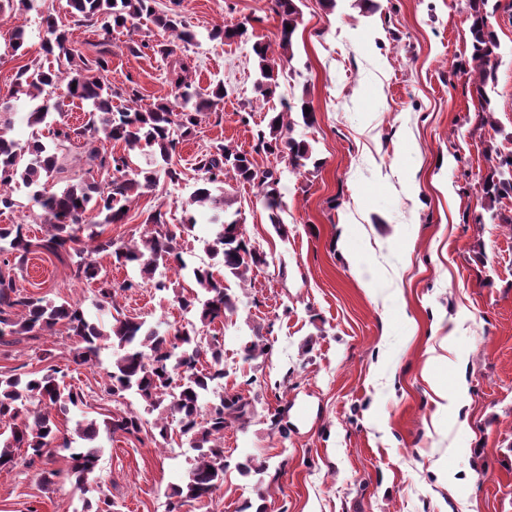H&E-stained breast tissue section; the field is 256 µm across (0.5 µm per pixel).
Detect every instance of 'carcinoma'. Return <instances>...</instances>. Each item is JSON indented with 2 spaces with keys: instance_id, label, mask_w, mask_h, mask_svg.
<instances>
[{
  "instance_id": "1",
  "label": "carcinoma",
  "mask_w": 512,
  "mask_h": 512,
  "mask_svg": "<svg viewBox=\"0 0 512 512\" xmlns=\"http://www.w3.org/2000/svg\"><path fill=\"white\" fill-rule=\"evenodd\" d=\"M154 0H66L70 14L82 21L101 25L110 34L116 28H124L132 20L147 16L153 23L175 39L189 43L193 33L181 15L175 11L156 12ZM488 0H468L471 20L470 55L459 62L457 68L473 80L476 94L481 100L482 121L487 123L491 115L490 99L486 88L495 79L494 57L498 48L496 33L489 26ZM276 14L280 18L278 46L290 50L294 31L300 15L296 0H275ZM47 34V51L65 57L68 63L79 59L81 65L71 71L59 68H39L33 72L20 70L16 89L12 95H25L32 100L42 99L28 112V123L39 126L47 123L51 111L57 106L41 98L48 88L66 83L70 97L86 103L87 123L72 127L65 122L56 124L53 136L57 146H63L73 138L82 137L92 144L104 139L123 142L133 149L146 146L159 154L161 171L172 182L180 179L182 171L172 162L179 140L193 135L203 112L218 105L223 98L221 90L203 97L188 80L187 63L170 48H160L157 53L165 62L166 79L176 90L175 100L160 103L152 108L136 104L115 110L112 98L120 93L105 83L102 73L108 71L109 42L100 43L97 57L89 61L75 56L67 47V36L55 18L44 19ZM291 29H286V26ZM259 59L260 79L257 89L267 96L274 92L284 63L291 57L280 54L274 57L270 45L256 42L252 46ZM13 106L0 102V208L14 207L12 185L22 184L31 190V198L40 210L38 217L46 226V235L32 242L24 233L21 224L0 226V262L10 265V258L25 256L36 247L57 258L68 256L74 276L99 282L101 301L116 308L118 295L139 287L125 280L114 283L102 274V268L92 259L94 255L106 254L115 262L126 265L136 263L140 272L153 279L159 266L186 267L179 250L181 233L192 230L197 224L193 214H188L183 223L166 227L161 211L149 213L145 220L148 233L140 241L117 242L103 238L92 230L94 222L88 220L90 213L101 218L103 224H120L129 208L132 196L152 187L158 170H134L126 156L100 151L93 147L89 158L98 162L102 169L112 171V179L106 188L95 184H72L59 193L41 190L42 180L52 176L55 169L54 156L47 154L46 147L37 139L22 146L9 136ZM291 123L285 122L284 113L272 116L267 129L257 133V149L270 155L288 152L289 164L304 168L311 160L309 145L290 136ZM487 175L478 182L480 199L493 203L497 199L512 195V150L507 152L495 148L490 158ZM202 172L201 183L191 201L211 211L210 223L220 225L206 251L219 259L224 274L245 284L249 273L266 264V255L256 248L245 235L239 212L229 213L224 192L213 193L212 186L232 178L249 183L261 190L264 204L269 211L270 223L279 225L281 220V196L277 189L279 179L276 170H259L243 152L219 145L215 151L200 155L196 162ZM196 291L175 295V302L186 312H194L202 326L224 320L228 313L236 311V301L224 282L214 276L211 266H198L192 270ZM59 324L66 326L74 338L72 361L77 365H97L101 362L102 349L112 346V370L107 372L104 392L119 398L132 392L154 410L161 411L159 435L167 437L166 420L177 421L181 432L191 436L198 451L187 478L181 485L172 488L176 498L169 512L187 500H203L213 495L224 484L227 462L224 458V428L232 420L247 421L253 415L250 403L237 395L215 392V386L224 379V364L221 345L217 337L206 340L192 322L176 327L166 333L146 326V322L134 318H114L110 330L101 329L85 314L78 302L55 303L23 293L15 280L0 272V344L7 336H42L52 334ZM209 367L197 368L201 360ZM84 405V394L72 387L61 386L59 370L51 368L39 374H0V422L8 424L10 434L0 437V469L14 467L18 462L30 468L53 454L59 432L52 412L67 415L70 408ZM144 427L139 414L131 409H120L106 423L107 430L115 434L135 436ZM25 451L20 455L19 451ZM98 462L94 447L77 448L71 454V475L76 488L86 493L95 481ZM82 512H119L116 502L105 495L96 504L84 502Z\"/></svg>"
}]
</instances>
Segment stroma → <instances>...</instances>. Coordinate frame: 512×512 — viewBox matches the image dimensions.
I'll use <instances>...</instances> for the list:
<instances>
[{
    "mask_svg": "<svg viewBox=\"0 0 512 512\" xmlns=\"http://www.w3.org/2000/svg\"><path fill=\"white\" fill-rule=\"evenodd\" d=\"M489 22L499 48L496 80L487 88L493 124L467 75L452 65L470 52L465 0H302L293 57L271 98L256 89L253 43L277 40L274 0H155L157 12L177 10L196 34L185 44L149 20L114 31L107 83L136 90L142 107L173 100L164 63L153 45L167 44L191 67L201 91L223 86L217 109L204 113L174 157L178 183L159 178L131 205L123 223L104 236L139 238L150 212L167 224L187 211L198 222L180 246L188 270H158L191 289L190 267L207 262L210 214L190 208L201 177L197 155L222 144L250 153L257 169H276L281 228L268 219L259 189L225 180L224 194L243 229L266 255L246 287L227 286L235 313L211 326L223 345L225 392L251 403L249 423L224 430L229 466L212 500L187 512H512V226L490 223L475 190L490 150L512 135V0H495ZM53 15L68 45L94 58L106 37L100 26L77 22L64 0H36L29 12L0 16V98L9 97L21 67L48 66L42 18ZM247 23L245 42H218L214 27ZM23 26L25 43L13 50ZM146 43L142 53L130 42ZM306 101L304 124L292 112V135L307 142L313 164L256 148V132L284 103ZM63 166L46 183L51 192L81 181L106 186L107 172L73 139L59 154ZM113 282L141 281L123 293V316L159 331L186 324L172 293L142 281L137 265L97 257ZM10 275L27 293L93 309L98 283L75 278L53 256L31 250ZM259 340L264 354L246 361L243 343ZM65 326L54 335L0 345V372L56 368L66 385L84 392L83 410L57 416L61 436L88 416L104 421L117 409L142 410L134 396L103 392L111 350L98 366L75 365ZM465 393L440 411L438 393L454 384ZM154 416L135 436L99 432L96 474L122 512H168L173 485L195 456L178 425L159 438ZM253 458L258 474L242 475ZM56 471L54 484L40 480ZM69 453L43 465L0 470V512H82L83 496L70 476Z\"/></svg>",
    "mask_w": 512,
    "mask_h": 512,
    "instance_id": "35a3bbf8",
    "label": "stroma"
}]
</instances>
